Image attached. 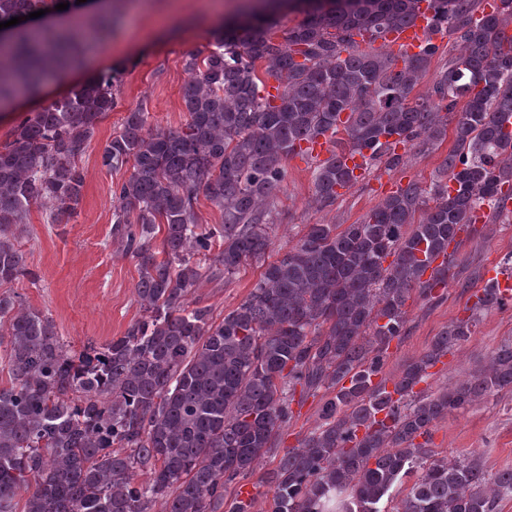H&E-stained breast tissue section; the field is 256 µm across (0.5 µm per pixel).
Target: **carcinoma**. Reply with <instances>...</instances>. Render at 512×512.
Wrapping results in <instances>:
<instances>
[{
    "label": "carcinoma",
    "instance_id": "carcinoma-1",
    "mask_svg": "<svg viewBox=\"0 0 512 512\" xmlns=\"http://www.w3.org/2000/svg\"><path fill=\"white\" fill-rule=\"evenodd\" d=\"M291 2L304 19L284 40L275 18L256 16L220 25L214 48L190 56L182 126L154 128L136 108L102 148V166L129 167L112 188L111 235L137 261L140 319L75 350L52 317L0 292V512H150L159 500L160 512H251L227 498L229 487L276 447L295 399L320 392L321 422L269 473L267 512H496L512 496V469L491 474L475 455L429 445L436 420L512 390V340L466 380L414 391L502 304L491 289L406 364L395 393L373 382L406 335L408 302L435 299L423 280L432 253L471 212L486 206L495 221L512 199V185L501 188L512 177V0L480 19L474 0H428L460 52L417 98L439 47L400 58L374 43L409 22L420 0ZM54 7L0 0V22ZM80 61L79 45L59 33L13 27L0 52V103L20 87L40 92L46 74ZM118 74L111 67L24 116L0 147V287L32 275L16 245L32 206L53 224L77 214L76 158L115 108ZM450 123L454 144L430 184L408 182L358 224L305 225L219 323L189 302L203 279L265 255L301 141L327 136L334 146L311 164L323 208L359 181L336 155H361L365 172L380 162L396 169ZM201 195L221 223H199ZM143 468L151 478L138 483Z\"/></svg>",
    "mask_w": 512,
    "mask_h": 512
}]
</instances>
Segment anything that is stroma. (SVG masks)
I'll return each mask as SVG.
<instances>
[{"label":"stroma","mask_w":512,"mask_h":512,"mask_svg":"<svg viewBox=\"0 0 512 512\" xmlns=\"http://www.w3.org/2000/svg\"><path fill=\"white\" fill-rule=\"evenodd\" d=\"M244 0H113L112 25L103 39L85 51V67L64 79L51 78L52 89L72 90L86 78L115 66L117 106L99 122L94 140L77 157L85 175L77 214L66 224H50L43 207H32L26 231L19 238L36 280L13 282L12 289L26 305L50 314L64 340L74 348L102 345L122 335L142 315L136 300L137 262L110 235L112 186L127 177V170L103 167L100 151L132 109L143 108L151 126L177 127L187 114L181 88L189 78V54L204 52L214 42L218 23L237 16ZM445 139L425 152L407 158L394 170L377 167L352 188L343 191L332 209L313 202L309 164L290 159L288 176L279 193L277 225L271 251L285 253L308 224H356L384 197L408 181L429 184L436 168L452 147ZM512 255V222H486L475 237L462 238L457 249L458 276L441 297L414 301L409 308L408 333L392 342L384 376L397 380L404 363L426 352L450 322L465 317L473 295L484 286L488 265ZM263 270L253 261L221 282L202 281L190 302L210 306L214 321H222L246 298ZM512 339V303L485 313L469 341L452 349L443 364L433 367L422 392L451 386L482 368L489 351ZM320 398H308L279 434L277 445L260 465L273 469L288 448L297 446L318 422ZM432 446L445 454L480 456L488 472L512 469V391L491 396L462 413L449 414L432 428Z\"/></svg>","instance_id":"35a3bbf8"}]
</instances>
